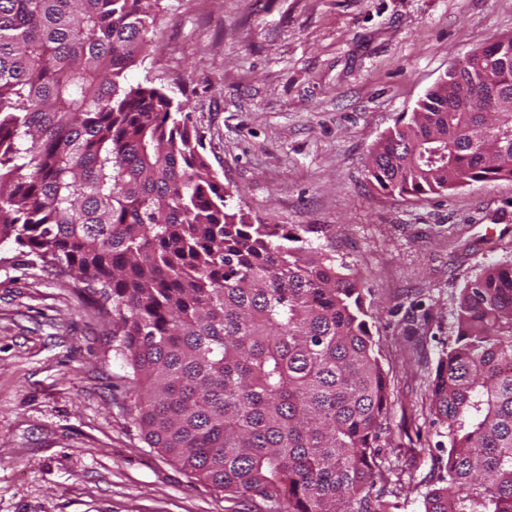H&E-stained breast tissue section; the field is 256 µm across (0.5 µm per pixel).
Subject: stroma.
I'll return each mask as SVG.
<instances>
[{
  "label": "stroma",
  "instance_id": "obj_1",
  "mask_svg": "<svg viewBox=\"0 0 512 512\" xmlns=\"http://www.w3.org/2000/svg\"><path fill=\"white\" fill-rule=\"evenodd\" d=\"M511 33L512 0H159L153 46L127 73L188 101L234 207L368 271L388 512H424L444 470L429 385L461 290L512 260V181L390 195L369 153L469 51ZM131 374L111 310L0 247V512H267L148 446Z\"/></svg>",
  "mask_w": 512,
  "mask_h": 512
}]
</instances>
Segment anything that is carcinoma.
I'll list each match as a JSON object with an SVG mask.
<instances>
[{
  "instance_id": "1",
  "label": "carcinoma",
  "mask_w": 512,
  "mask_h": 512,
  "mask_svg": "<svg viewBox=\"0 0 512 512\" xmlns=\"http://www.w3.org/2000/svg\"><path fill=\"white\" fill-rule=\"evenodd\" d=\"M158 0H0V245L112 305L150 447L274 512H385L387 379L368 290L322 247L230 205L186 112L127 71ZM466 79L512 106V34ZM428 92L371 150L368 177L423 195L512 180V112ZM430 385L446 474L424 512H512V261L461 292Z\"/></svg>"
}]
</instances>
